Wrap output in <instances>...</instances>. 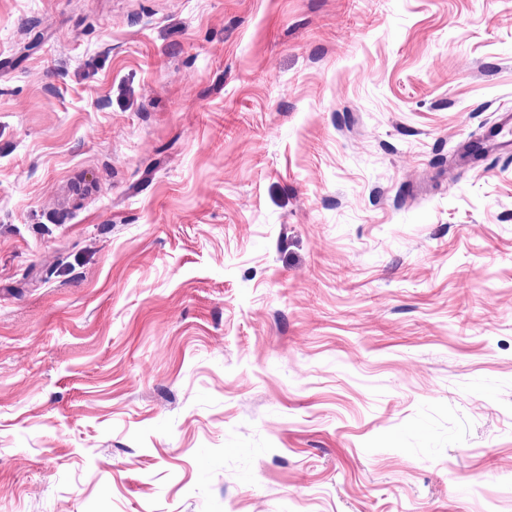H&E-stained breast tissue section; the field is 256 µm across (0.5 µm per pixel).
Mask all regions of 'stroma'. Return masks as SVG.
Instances as JSON below:
<instances>
[{"instance_id":"35a3bbf8","label":"stroma","mask_w":512,"mask_h":512,"mask_svg":"<svg viewBox=\"0 0 512 512\" xmlns=\"http://www.w3.org/2000/svg\"><path fill=\"white\" fill-rule=\"evenodd\" d=\"M512 0H0V512H512Z\"/></svg>"}]
</instances>
